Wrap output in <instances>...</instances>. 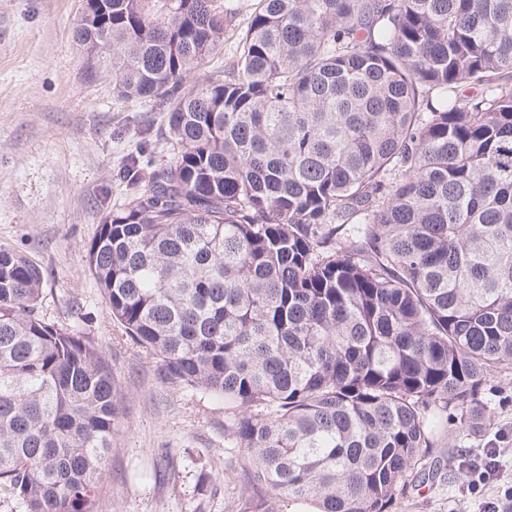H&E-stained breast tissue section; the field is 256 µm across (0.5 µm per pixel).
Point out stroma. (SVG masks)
Returning <instances> with one entry per match:
<instances>
[{"label":"stroma","instance_id":"1","mask_svg":"<svg viewBox=\"0 0 512 512\" xmlns=\"http://www.w3.org/2000/svg\"><path fill=\"white\" fill-rule=\"evenodd\" d=\"M82 0H0V245L47 273L41 310L85 329L112 367L119 424L100 480L98 512H241L246 492L227 480L236 455L224 437V402L161 384L156 359L112 322L85 255L104 213L126 195L122 164L138 128L164 114L117 107L108 77L88 82L71 33ZM507 400L478 435L449 432L417 482L389 512H480L512 495V371L499 375ZM500 452L495 477L473 487L457 479L483 449Z\"/></svg>","mask_w":512,"mask_h":512}]
</instances>
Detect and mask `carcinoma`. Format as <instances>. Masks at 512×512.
Returning <instances> with one entry per match:
<instances>
[{
    "instance_id": "obj_1",
    "label": "carcinoma",
    "mask_w": 512,
    "mask_h": 512,
    "mask_svg": "<svg viewBox=\"0 0 512 512\" xmlns=\"http://www.w3.org/2000/svg\"><path fill=\"white\" fill-rule=\"evenodd\" d=\"M234 39L224 69L203 70ZM118 104L166 112L86 255L162 384L224 399L243 512H388L512 370V0H84ZM0 246V495L96 512L120 416L102 348Z\"/></svg>"
}]
</instances>
